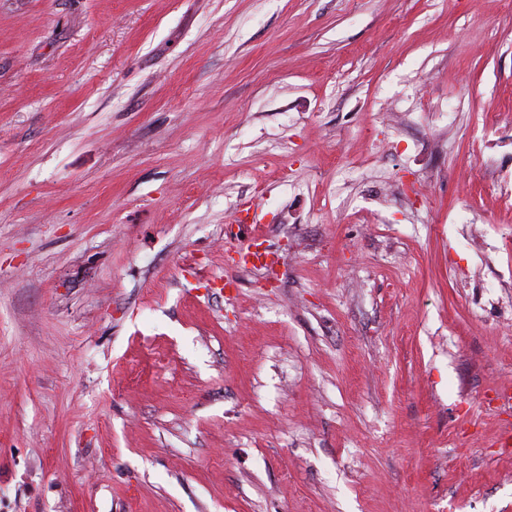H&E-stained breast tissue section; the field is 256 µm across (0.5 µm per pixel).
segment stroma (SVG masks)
<instances>
[{"mask_svg": "<svg viewBox=\"0 0 512 512\" xmlns=\"http://www.w3.org/2000/svg\"><path fill=\"white\" fill-rule=\"evenodd\" d=\"M499 113L506 0H0V512H512Z\"/></svg>", "mask_w": 512, "mask_h": 512, "instance_id": "35a3bbf8", "label": "stroma"}]
</instances>
